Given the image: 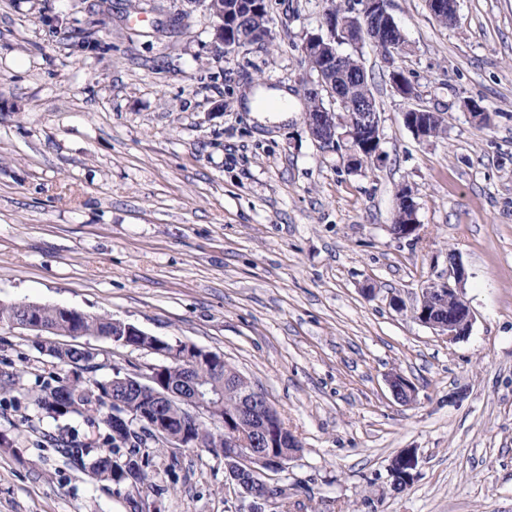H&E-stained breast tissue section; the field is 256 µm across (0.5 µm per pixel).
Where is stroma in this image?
I'll use <instances>...</instances> for the list:
<instances>
[{"label":"stroma","mask_w":512,"mask_h":512,"mask_svg":"<svg viewBox=\"0 0 512 512\" xmlns=\"http://www.w3.org/2000/svg\"><path fill=\"white\" fill-rule=\"evenodd\" d=\"M270 41L224 53L193 0H0V302L74 308L222 356L262 391L301 449L273 474L268 512H512V0H389L408 44L386 59L343 45L382 113V160L359 171L315 142L304 112L259 120L258 88L301 95V45L325 0H269ZM96 28L71 49L74 29ZM402 71L416 95L389 81ZM477 102L491 125L466 107ZM441 113L421 141L408 105ZM409 185L417 235L395 237ZM456 256L474 321L448 343L412 303ZM29 331L0 326V512H133L58 446L104 430L29 394L65 369ZM99 365L148 374L160 355L75 338ZM416 387L395 401L386 378ZM415 449L395 489L392 458ZM158 512H247L223 458L152 450Z\"/></svg>","instance_id":"obj_1"}]
</instances>
